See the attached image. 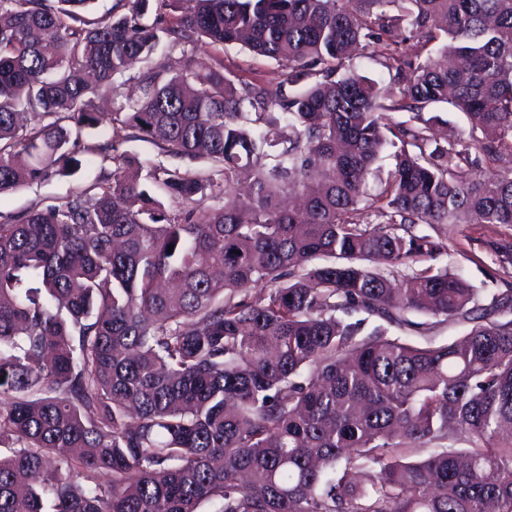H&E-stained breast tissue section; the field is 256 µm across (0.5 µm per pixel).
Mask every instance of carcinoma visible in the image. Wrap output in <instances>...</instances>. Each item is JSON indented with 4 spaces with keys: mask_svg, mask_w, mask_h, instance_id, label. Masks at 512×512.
I'll return each mask as SVG.
<instances>
[{
    "mask_svg": "<svg viewBox=\"0 0 512 512\" xmlns=\"http://www.w3.org/2000/svg\"><path fill=\"white\" fill-rule=\"evenodd\" d=\"M93 4L0 0V194L77 169L135 60L113 134L176 164L114 156L94 195L0 224V512H512V288L475 314L416 232L512 226V0ZM238 45L285 77L195 68ZM439 104L480 135L438 141ZM414 312L469 328L362 334ZM370 50L358 51L350 62H346L350 66L356 68L362 74L374 79L381 89V92L387 96L398 95V85L392 79V74L381 65L367 58ZM407 318L415 323L414 326H395L383 323L375 318H369L365 325V332H370L375 326L383 323L387 328L389 336L407 337L415 343L424 344L430 339L446 343L463 336L467 325L461 322H439L437 319L429 318L423 314L411 313ZM418 324V325H417Z\"/></svg>",
    "mask_w": 512,
    "mask_h": 512,
    "instance_id": "1",
    "label": "carcinoma"
}]
</instances>
